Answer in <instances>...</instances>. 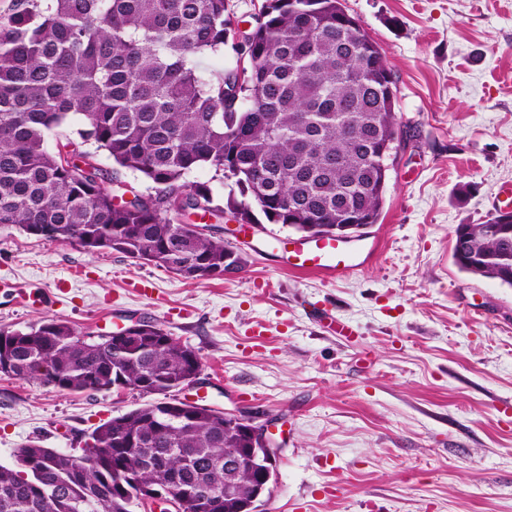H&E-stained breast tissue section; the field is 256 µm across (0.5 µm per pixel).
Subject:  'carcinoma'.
I'll return each instance as SVG.
<instances>
[{
    "label": "carcinoma",
    "instance_id": "carcinoma-1",
    "mask_svg": "<svg viewBox=\"0 0 512 512\" xmlns=\"http://www.w3.org/2000/svg\"><path fill=\"white\" fill-rule=\"evenodd\" d=\"M224 13L225 0H12L0 16V227H34L44 240L194 280L224 269L227 245L183 230L176 215L229 211L256 224L258 211L322 236L343 214L376 223L381 149L398 126L377 44L359 39L340 0H264L256 25L239 33ZM230 42L249 66H201ZM75 115L81 143L59 140ZM99 151L154 192L120 199ZM203 166L239 195L220 205L210 184L186 182ZM467 235L463 249L512 287V216L496 212ZM5 359L18 379L45 366L37 381L58 391L109 392L120 382L164 399L103 422L79 456L38 443L19 449L16 466L0 465V512H130L136 485L162 481L184 494L183 512H238L252 496L256 482L243 469V497L224 498V455L253 440L223 411L168 397L201 371L178 342L121 348L52 318L0 329Z\"/></svg>",
    "mask_w": 512,
    "mask_h": 512
}]
</instances>
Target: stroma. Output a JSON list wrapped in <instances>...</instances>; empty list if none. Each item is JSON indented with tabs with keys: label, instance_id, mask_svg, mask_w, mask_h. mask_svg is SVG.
Returning a JSON list of instances; mask_svg holds the SVG:
<instances>
[{
	"label": "stroma",
	"instance_id": "stroma-1",
	"mask_svg": "<svg viewBox=\"0 0 512 512\" xmlns=\"http://www.w3.org/2000/svg\"><path fill=\"white\" fill-rule=\"evenodd\" d=\"M342 3L388 63L403 132L379 220L354 239L376 254L336 282L258 248L295 231L251 238L221 219L246 265L186 280L0 227V329L58 318L98 334L129 314L194 349L201 372L178 399L275 423L260 512H512V287L452 258L456 227L506 207L512 184V0ZM145 400L0 375V465L33 441L81 454Z\"/></svg>",
	"mask_w": 512,
	"mask_h": 512
}]
</instances>
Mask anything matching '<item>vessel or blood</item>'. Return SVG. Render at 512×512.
Wrapping results in <instances>:
<instances>
[{
	"instance_id": "vessel-or-blood-1",
	"label": "vessel or blood",
	"mask_w": 512,
	"mask_h": 512,
	"mask_svg": "<svg viewBox=\"0 0 512 512\" xmlns=\"http://www.w3.org/2000/svg\"><path fill=\"white\" fill-rule=\"evenodd\" d=\"M278 248L283 264L291 269L322 273L332 279L347 277L355 270L346 250L331 237L282 241Z\"/></svg>"
}]
</instances>
